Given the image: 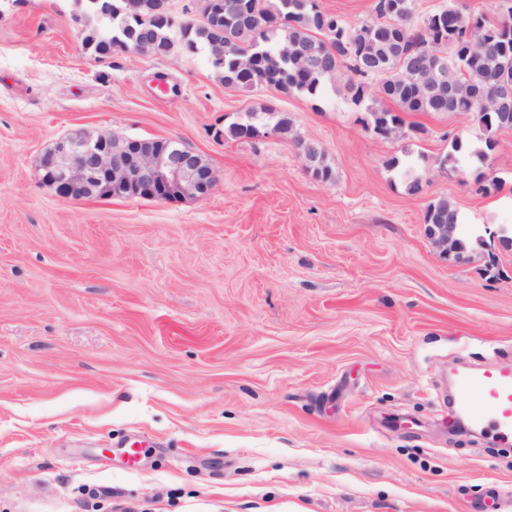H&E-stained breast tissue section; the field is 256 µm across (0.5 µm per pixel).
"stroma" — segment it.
Returning <instances> with one entry per match:
<instances>
[{
	"instance_id": "stroma-1",
	"label": "stroma",
	"mask_w": 512,
	"mask_h": 512,
	"mask_svg": "<svg viewBox=\"0 0 512 512\" xmlns=\"http://www.w3.org/2000/svg\"><path fill=\"white\" fill-rule=\"evenodd\" d=\"M349 77L228 87L201 53L86 50L73 0H0V512H512V444L448 400L512 365V129L482 161L452 148L485 149L470 114L383 138ZM267 109L288 137L225 135ZM76 131L181 140L216 184L62 199L37 169ZM440 197L459 261L425 235Z\"/></svg>"
}]
</instances>
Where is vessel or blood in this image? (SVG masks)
Returning a JSON list of instances; mask_svg holds the SVG:
<instances>
[{
	"mask_svg": "<svg viewBox=\"0 0 512 512\" xmlns=\"http://www.w3.org/2000/svg\"><path fill=\"white\" fill-rule=\"evenodd\" d=\"M458 411L476 427L512 443V370L488 367L459 381Z\"/></svg>",
	"mask_w": 512,
	"mask_h": 512,
	"instance_id": "vessel-or-blood-1",
	"label": "vessel or blood"
}]
</instances>
